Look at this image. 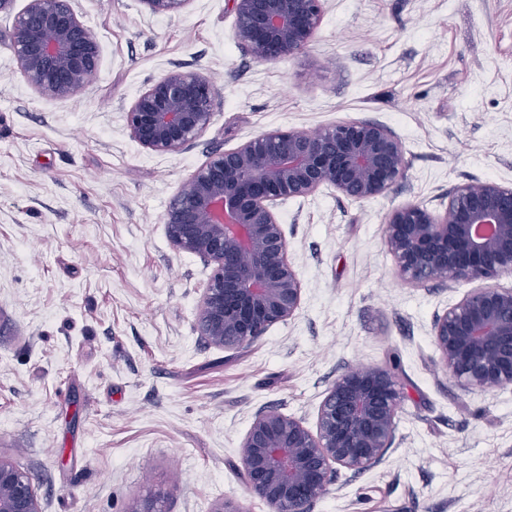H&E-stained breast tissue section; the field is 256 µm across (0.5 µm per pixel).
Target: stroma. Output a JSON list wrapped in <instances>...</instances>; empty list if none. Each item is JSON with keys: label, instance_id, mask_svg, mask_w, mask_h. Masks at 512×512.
Instances as JSON below:
<instances>
[{"label": "stroma", "instance_id": "obj_1", "mask_svg": "<svg viewBox=\"0 0 512 512\" xmlns=\"http://www.w3.org/2000/svg\"><path fill=\"white\" fill-rule=\"evenodd\" d=\"M73 6L100 62L63 100L22 78L0 15V457L42 512H130L160 491L164 512H272L241 463L255 417L315 428L336 377L374 366L401 392L395 444L338 469L307 512H512V385L462 389L433 345L470 285L407 284L384 243L397 207L440 214L458 185L512 186V0H324L308 46L277 62L238 41L232 0ZM177 68L208 77L218 105L159 155L125 111ZM350 120L397 135L403 178L364 201H278L300 308L240 348L209 345L195 317L211 268L172 246L170 201L214 153Z\"/></svg>", "mask_w": 512, "mask_h": 512}]
</instances>
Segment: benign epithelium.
I'll return each mask as SVG.
<instances>
[{"label": "benign epithelium", "mask_w": 512, "mask_h": 512, "mask_svg": "<svg viewBox=\"0 0 512 512\" xmlns=\"http://www.w3.org/2000/svg\"><path fill=\"white\" fill-rule=\"evenodd\" d=\"M155 15L181 13L190 0H140ZM236 36L260 61L305 48L323 17L324 0H232ZM0 0L14 14L10 47L19 73L41 96L73 97L97 71L99 46L72 0ZM217 107L202 74L172 70L125 111L130 136L156 154H177L210 125ZM404 174V151L388 128L346 121L316 134L261 133L211 155L176 193L164 224L174 248L212 266L196 313V331L211 344L239 348L292 318L302 286L288 258L276 201L309 197L324 187L354 201L385 194ZM384 243L407 283L480 282L437 317L440 362L465 389L512 384V186H457L441 215L407 204L385 223ZM401 403L386 367L351 368L336 377L320 405L316 431L269 410L255 417L241 462L254 494L273 512H304L338 468L379 463L395 441ZM0 512H41L30 476L0 458Z\"/></svg>", "instance_id": "obj_1"}]
</instances>
